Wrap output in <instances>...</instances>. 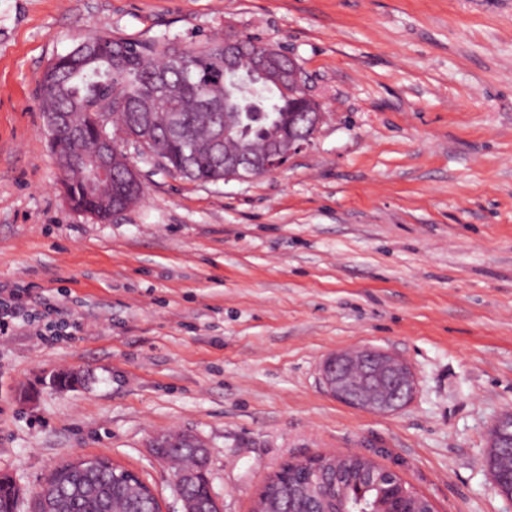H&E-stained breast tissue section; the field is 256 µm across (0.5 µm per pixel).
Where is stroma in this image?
Returning <instances> with one entry per match:
<instances>
[{
  "label": "stroma",
  "instance_id": "1",
  "mask_svg": "<svg viewBox=\"0 0 512 512\" xmlns=\"http://www.w3.org/2000/svg\"><path fill=\"white\" fill-rule=\"evenodd\" d=\"M280 46L325 103L287 166L192 182L123 149L143 200L71 209L39 81L103 32ZM0 286L72 332L0 334V475L17 512L61 463L112 458L181 512L154 436L208 449L222 512L288 462L361 452L437 512H512L486 464L512 411V0H0ZM405 360L412 399L334 398L333 352ZM73 373L75 385L53 384Z\"/></svg>",
  "mask_w": 512,
  "mask_h": 512
}]
</instances>
